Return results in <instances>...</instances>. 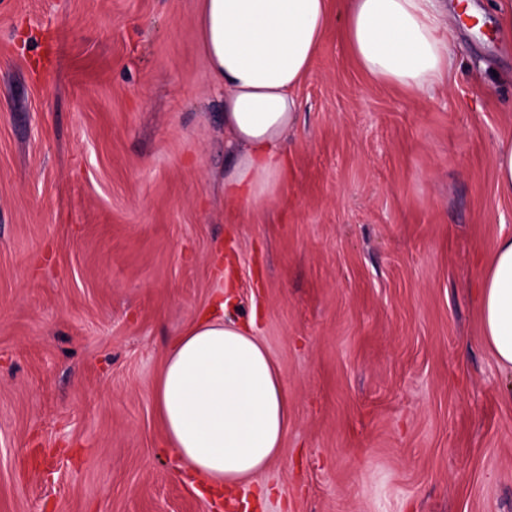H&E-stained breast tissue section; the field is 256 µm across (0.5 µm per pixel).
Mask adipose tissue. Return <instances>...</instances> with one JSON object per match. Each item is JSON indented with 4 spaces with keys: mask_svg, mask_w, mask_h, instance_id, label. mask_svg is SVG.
Wrapping results in <instances>:
<instances>
[{
    "mask_svg": "<svg viewBox=\"0 0 512 512\" xmlns=\"http://www.w3.org/2000/svg\"><path fill=\"white\" fill-rule=\"evenodd\" d=\"M447 18L443 0H344L342 26L364 73L416 92L448 78ZM330 24L329 0H201L200 41L224 88L229 211L258 213L279 196L297 90ZM231 301V288L217 285L155 385L167 448L216 502L278 458L288 428L280 373L252 327L226 318ZM479 305L485 342L512 371V234L496 244Z\"/></svg>",
    "mask_w": 512,
    "mask_h": 512,
    "instance_id": "adipose-tissue-1",
    "label": "adipose tissue"
}]
</instances>
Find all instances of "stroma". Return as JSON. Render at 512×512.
Masks as SVG:
<instances>
[{"label": "stroma", "mask_w": 512, "mask_h": 512, "mask_svg": "<svg viewBox=\"0 0 512 512\" xmlns=\"http://www.w3.org/2000/svg\"><path fill=\"white\" fill-rule=\"evenodd\" d=\"M449 22L446 87L371 81L337 28L280 196L231 216L201 0H0V512H218L154 385L212 256L288 393L248 512H512V372L477 291L512 198V35ZM494 164L497 172V189L505 196H512V140L502 141L496 149Z\"/></svg>", "instance_id": "35a3bbf8"}]
</instances>
